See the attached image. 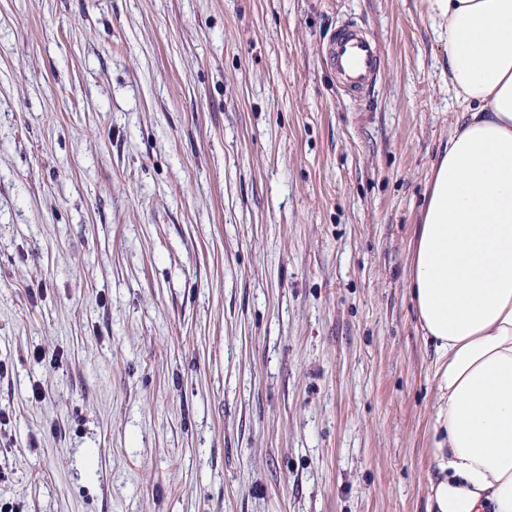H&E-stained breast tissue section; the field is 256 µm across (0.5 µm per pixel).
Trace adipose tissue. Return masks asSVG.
<instances>
[{
  "mask_svg": "<svg viewBox=\"0 0 512 512\" xmlns=\"http://www.w3.org/2000/svg\"><path fill=\"white\" fill-rule=\"evenodd\" d=\"M463 112L407 283L435 353L427 512H512V0H426Z\"/></svg>",
  "mask_w": 512,
  "mask_h": 512,
  "instance_id": "1",
  "label": "adipose tissue"
}]
</instances>
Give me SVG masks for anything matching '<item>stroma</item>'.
<instances>
[{"label":"stroma","mask_w":512,"mask_h":512,"mask_svg":"<svg viewBox=\"0 0 512 512\" xmlns=\"http://www.w3.org/2000/svg\"><path fill=\"white\" fill-rule=\"evenodd\" d=\"M447 57L424 0H0V506L425 512ZM324 60L335 71L343 93L356 100L375 84L383 65V54L377 42L357 24L344 21L328 43Z\"/></svg>","instance_id":"1"}]
</instances>
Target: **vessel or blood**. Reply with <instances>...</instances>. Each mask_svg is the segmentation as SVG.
I'll list each match as a JSON object with an SVG mask.
<instances>
[{
  "mask_svg": "<svg viewBox=\"0 0 512 512\" xmlns=\"http://www.w3.org/2000/svg\"><path fill=\"white\" fill-rule=\"evenodd\" d=\"M324 59L335 71L343 93L354 100L369 92L383 65L377 42L351 21L338 26L324 51Z\"/></svg>",
  "mask_w": 512,
  "mask_h": 512,
  "instance_id": "vessel-or-blood-1",
  "label": "vessel or blood"
}]
</instances>
